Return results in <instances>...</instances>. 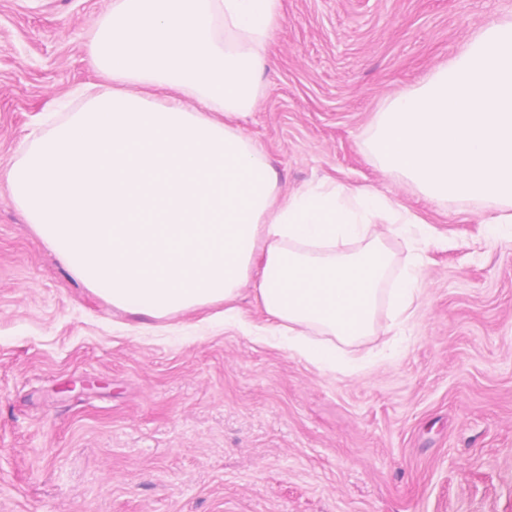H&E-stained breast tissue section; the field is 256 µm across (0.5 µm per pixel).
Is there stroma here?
Returning a JSON list of instances; mask_svg holds the SVG:
<instances>
[{
  "mask_svg": "<svg viewBox=\"0 0 512 512\" xmlns=\"http://www.w3.org/2000/svg\"><path fill=\"white\" fill-rule=\"evenodd\" d=\"M243 131L282 191L375 189L432 236L389 238L388 278L422 257L416 316L326 372L279 341L208 323L165 330L86 288L3 177L97 82L112 0H0V512H512V239L490 203H439L369 149L377 112L512 0H282Z\"/></svg>",
  "mask_w": 512,
  "mask_h": 512,
  "instance_id": "stroma-1",
  "label": "stroma"
}]
</instances>
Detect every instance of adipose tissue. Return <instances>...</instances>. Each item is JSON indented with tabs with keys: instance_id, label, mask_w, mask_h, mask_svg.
Here are the masks:
<instances>
[{
	"instance_id": "adipose-tissue-1",
	"label": "adipose tissue",
	"mask_w": 512,
	"mask_h": 512,
	"mask_svg": "<svg viewBox=\"0 0 512 512\" xmlns=\"http://www.w3.org/2000/svg\"><path fill=\"white\" fill-rule=\"evenodd\" d=\"M282 0H112L89 44L103 79L85 106L6 173L22 216L113 307L161 319L236 305L253 267L263 331L322 370L358 369L337 343L373 335L392 262L417 215L366 187L281 192L239 125L263 91ZM420 268L390 290L391 323L419 308ZM334 336L316 343L310 330Z\"/></svg>"
}]
</instances>
